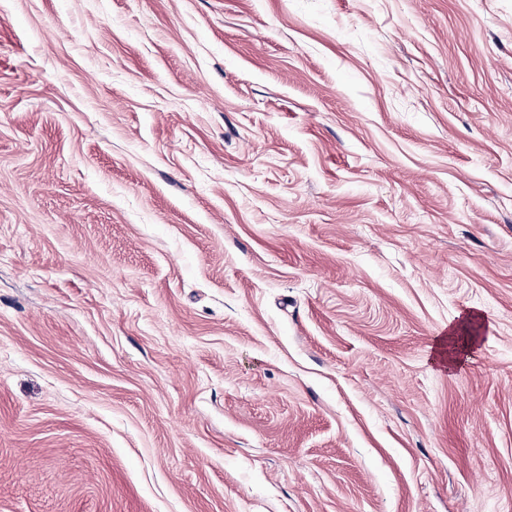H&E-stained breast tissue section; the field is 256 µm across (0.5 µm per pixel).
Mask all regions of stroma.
<instances>
[{
  "label": "stroma",
  "mask_w": 512,
  "mask_h": 512,
  "mask_svg": "<svg viewBox=\"0 0 512 512\" xmlns=\"http://www.w3.org/2000/svg\"><path fill=\"white\" fill-rule=\"evenodd\" d=\"M0 512H512V0H0Z\"/></svg>",
  "instance_id": "obj_1"
}]
</instances>
